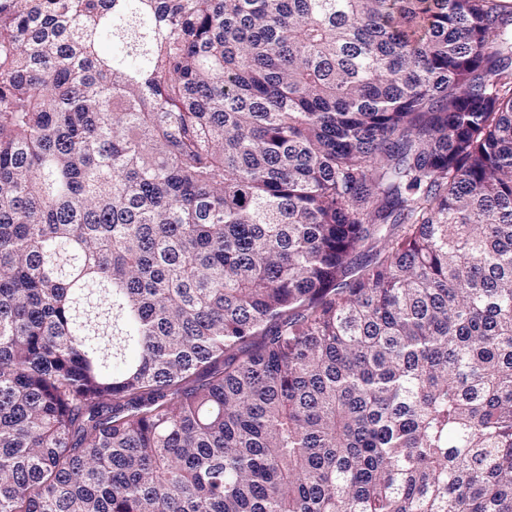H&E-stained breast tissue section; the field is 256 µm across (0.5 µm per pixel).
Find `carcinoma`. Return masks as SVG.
<instances>
[{
	"instance_id": "cac0c4a2",
	"label": "carcinoma",
	"mask_w": 512,
	"mask_h": 512,
	"mask_svg": "<svg viewBox=\"0 0 512 512\" xmlns=\"http://www.w3.org/2000/svg\"><path fill=\"white\" fill-rule=\"evenodd\" d=\"M512 0H0V512H512Z\"/></svg>"
}]
</instances>
